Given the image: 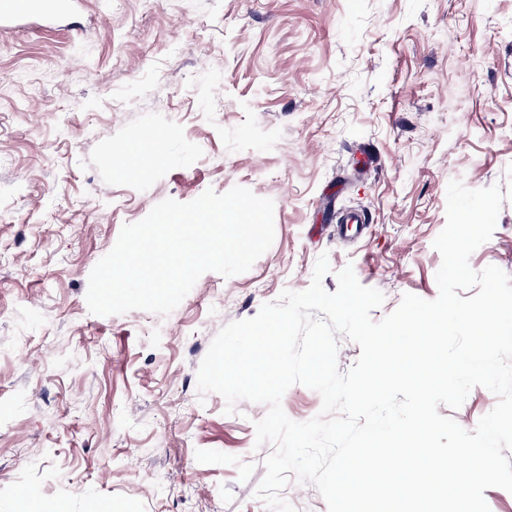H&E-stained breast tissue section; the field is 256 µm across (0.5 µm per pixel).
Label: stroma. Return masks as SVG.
Wrapping results in <instances>:
<instances>
[{"label":"stroma","instance_id":"stroma-1","mask_svg":"<svg viewBox=\"0 0 512 512\" xmlns=\"http://www.w3.org/2000/svg\"><path fill=\"white\" fill-rule=\"evenodd\" d=\"M511 164L512 0H81L0 35V512H268L266 406L197 391L215 336L323 253L327 291L350 265L384 293L373 318L435 299L449 182ZM236 185L274 203L247 272L90 312L124 224ZM470 265L512 276V202Z\"/></svg>","mask_w":512,"mask_h":512}]
</instances>
